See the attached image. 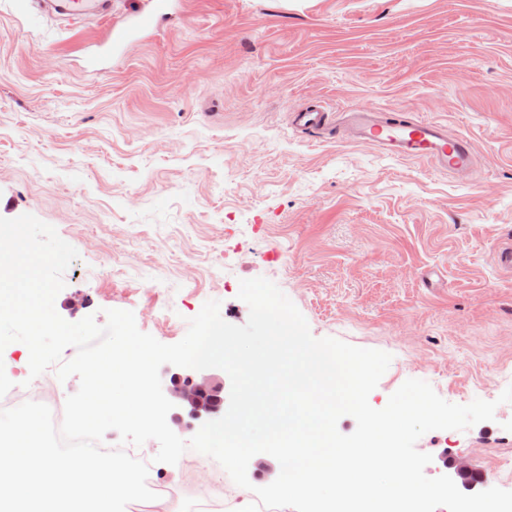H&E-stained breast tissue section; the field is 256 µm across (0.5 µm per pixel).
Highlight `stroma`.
Masks as SVG:
<instances>
[{
	"label": "stroma",
	"mask_w": 512,
	"mask_h": 512,
	"mask_svg": "<svg viewBox=\"0 0 512 512\" xmlns=\"http://www.w3.org/2000/svg\"><path fill=\"white\" fill-rule=\"evenodd\" d=\"M104 32L0 0V217L77 250L63 319L129 310L174 344L209 300L245 324L264 277L314 337L391 354L373 408L409 379L455 404L512 385V0H169L101 56ZM358 104L447 125L473 169L289 122ZM416 448L428 477L495 487L512 404Z\"/></svg>",
	"instance_id": "stroma-1"
}]
</instances>
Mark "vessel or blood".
<instances>
[{
  "label": "vessel or blood",
  "mask_w": 512,
  "mask_h": 512,
  "mask_svg": "<svg viewBox=\"0 0 512 512\" xmlns=\"http://www.w3.org/2000/svg\"><path fill=\"white\" fill-rule=\"evenodd\" d=\"M70 16L89 13L103 18L112 16V0H65ZM296 128L308 131L328 129L330 115L319 108H307L292 115ZM352 140L374 145L398 158H422L436 162L442 169L454 171L471 163V144L465 137H449L443 124L425 120H395L384 113L360 107L347 116Z\"/></svg>",
  "instance_id": "b4317fda"
}]
</instances>
